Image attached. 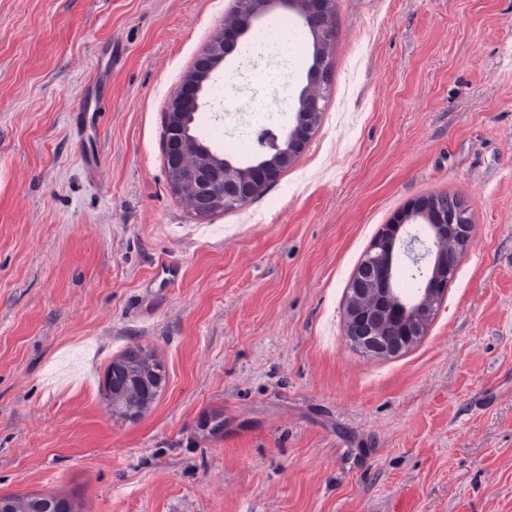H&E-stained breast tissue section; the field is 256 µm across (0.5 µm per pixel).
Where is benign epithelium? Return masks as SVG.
Returning a JSON list of instances; mask_svg holds the SVG:
<instances>
[{"instance_id":"1","label":"benign epithelium","mask_w":512,"mask_h":512,"mask_svg":"<svg viewBox=\"0 0 512 512\" xmlns=\"http://www.w3.org/2000/svg\"><path fill=\"white\" fill-rule=\"evenodd\" d=\"M334 0H239L238 25L232 32L218 34L196 61L182 89L166 112V151L175 161L169 170L172 191L185 190L199 195L197 217L206 220L213 208L226 203L250 200L275 182L293 164L296 151L304 145L312 121L321 106L313 93H301L295 108L293 136L269 131L258 141L260 156L250 164L235 163L213 152L192 135L194 118L201 110L200 93L213 72L236 48L238 39L253 25L276 13L293 12L306 20L315 38L318 53L328 57L332 41ZM460 229L455 224H433L429 245L418 248L406 233L388 232L376 242L371 260L352 281L346 305V335L351 342L368 347L375 355L403 351L417 339L430 319L439 292L448 286V277L458 254L450 255L441 247ZM408 255L432 268L429 287L414 301L397 304L395 289V253ZM396 322L404 326L405 339L399 343L374 341L378 323Z\"/></svg>"}]
</instances>
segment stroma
Returning <instances> with one entry per match:
<instances>
[{"mask_svg": "<svg viewBox=\"0 0 512 512\" xmlns=\"http://www.w3.org/2000/svg\"><path fill=\"white\" fill-rule=\"evenodd\" d=\"M234 3L0 0V494L512 512V0H336L319 132L261 197L202 221L169 188L165 113ZM296 34L286 92L269 58L214 72L237 78L224 112L291 127L312 52ZM441 192L467 201L472 243L421 340L370 357L346 336L349 282L384 224ZM131 344L168 382L123 420L102 384Z\"/></svg>", "mask_w": 512, "mask_h": 512, "instance_id": "stroma-1", "label": "stroma"}]
</instances>
